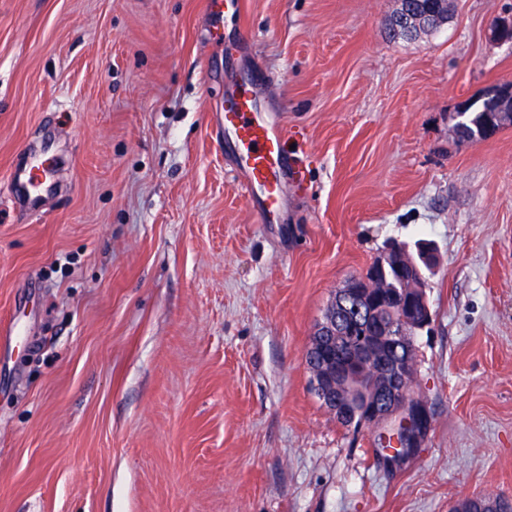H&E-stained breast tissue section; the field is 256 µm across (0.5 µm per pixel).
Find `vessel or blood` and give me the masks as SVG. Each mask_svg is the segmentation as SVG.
I'll list each match as a JSON object with an SVG mask.
<instances>
[{"instance_id":"obj_1","label":"vessel or blood","mask_w":512,"mask_h":512,"mask_svg":"<svg viewBox=\"0 0 512 512\" xmlns=\"http://www.w3.org/2000/svg\"><path fill=\"white\" fill-rule=\"evenodd\" d=\"M239 0H206L205 14L211 35H218L225 10L238 9ZM260 78L230 77L224 86V128L231 131L241 180L262 220H270L286 184L303 188L307 183L308 155L289 151L281 128L266 121L261 105ZM50 159L15 170L11 193L31 203L34 190L50 168Z\"/></svg>"}]
</instances>
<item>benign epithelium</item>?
<instances>
[{"label":"benign epithelium","mask_w":512,"mask_h":512,"mask_svg":"<svg viewBox=\"0 0 512 512\" xmlns=\"http://www.w3.org/2000/svg\"><path fill=\"white\" fill-rule=\"evenodd\" d=\"M490 35L499 42H512V20H497ZM488 97L491 105H503L512 99V84L493 88ZM434 263L432 249L416 259L405 246L391 242L372 267L350 280L327 308L306 352V365L315 394L336 418L351 416L341 398L344 389L364 399L362 426L380 422L393 409L409 404L407 386L417 369L410 355L401 356L398 350L430 323L422 270ZM391 269L409 270L416 287H357L360 280L384 282Z\"/></svg>","instance_id":"1"}]
</instances>
